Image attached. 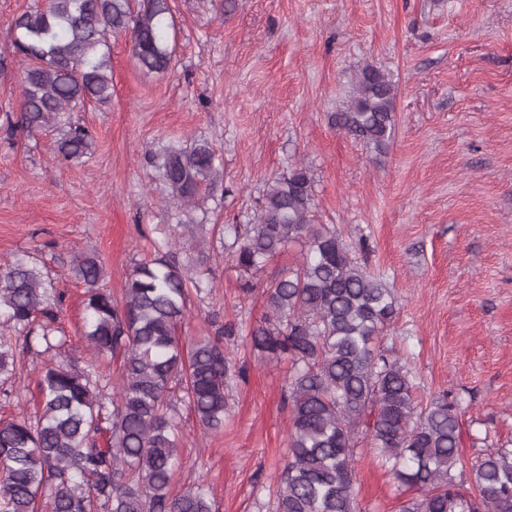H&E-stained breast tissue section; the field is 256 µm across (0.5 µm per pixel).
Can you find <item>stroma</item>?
<instances>
[{"mask_svg": "<svg viewBox=\"0 0 512 512\" xmlns=\"http://www.w3.org/2000/svg\"><path fill=\"white\" fill-rule=\"evenodd\" d=\"M30 0H0V125L18 110L25 68L10 28ZM175 63L141 70L125 39L112 42V98L81 112L95 133L88 154L63 163L53 131L0 136V263L30 256L68 296L62 321H82L84 288L69 272L94 254L104 284L126 274L160 232L180 235L186 214L148 153L187 140L212 143L220 180L195 212L179 258L209 270L181 336L200 340L230 323L237 370L223 430L201 431L178 403L183 468L174 491L204 483L212 512H272L288 455L286 363L246 336L265 312L261 284L300 258L299 245L243 279L218 239L246 223L267 180L288 167L313 178L315 221L335 226L359 260L393 289L399 313L383 339L407 360L418 399H456L465 479L488 448L512 442V0H170ZM385 70L397 88L384 153L337 127L358 70ZM39 360L17 366L13 403L35 410ZM355 512H399L403 496L366 441L356 448Z\"/></svg>", "mask_w": 512, "mask_h": 512, "instance_id": "1", "label": "stroma"}]
</instances>
